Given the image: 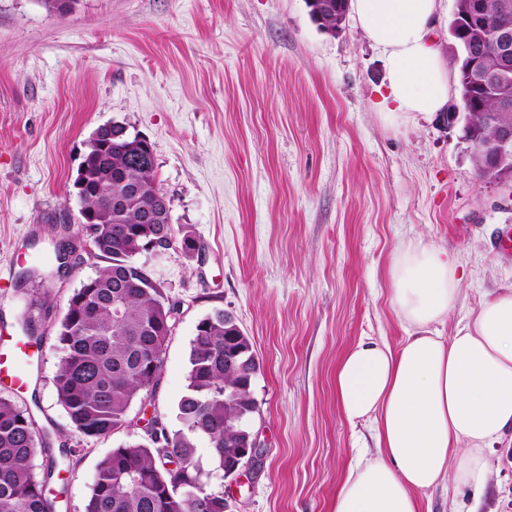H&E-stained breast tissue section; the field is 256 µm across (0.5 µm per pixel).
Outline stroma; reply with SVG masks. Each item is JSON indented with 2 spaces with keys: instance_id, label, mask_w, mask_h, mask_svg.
Returning <instances> with one entry per match:
<instances>
[{
  "instance_id": "stroma-1",
  "label": "stroma",
  "mask_w": 512,
  "mask_h": 512,
  "mask_svg": "<svg viewBox=\"0 0 512 512\" xmlns=\"http://www.w3.org/2000/svg\"><path fill=\"white\" fill-rule=\"evenodd\" d=\"M381 52L345 18L315 23L305 0H0V328L39 336V370L0 396L30 410L52 444L75 433L54 385L53 327L102 262L86 259L43 297L20 276L47 263L79 222L73 186L87 144L119 122L153 146L156 184L180 243L137 256L181 304L160 381L130 417L178 429L198 321L221 309L250 336L260 371L254 429L264 445L240 478L213 476L229 512H332L350 465L376 452L371 423L336 403V366L359 339L399 347L407 325L390 303L399 248L448 253L461 286L441 336L512 290V257L495 252L512 225V189L481 180L462 124L379 113ZM133 429L85 438L57 512H82L99 459ZM480 493L453 482L420 492L423 512H512V430L488 453Z\"/></svg>"
}]
</instances>
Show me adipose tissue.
Wrapping results in <instances>:
<instances>
[{"label":"adipose tissue","instance_id":"1","mask_svg":"<svg viewBox=\"0 0 512 512\" xmlns=\"http://www.w3.org/2000/svg\"><path fill=\"white\" fill-rule=\"evenodd\" d=\"M442 0H351L356 25L382 53L384 121L439 113L450 73L436 44ZM391 304L412 333L401 347L361 340L336 367V400L349 424L371 422L377 453L351 465L333 512H421L420 491L454 480L481 490L486 453L512 428V290L484 301L443 338L431 329L453 309L461 279L438 249L401 248L389 269Z\"/></svg>","mask_w":512,"mask_h":512}]
</instances>
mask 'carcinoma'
<instances>
[{"instance_id":"obj_1","label":"carcinoma","mask_w":512,"mask_h":512,"mask_svg":"<svg viewBox=\"0 0 512 512\" xmlns=\"http://www.w3.org/2000/svg\"><path fill=\"white\" fill-rule=\"evenodd\" d=\"M459 97L478 108L464 129L479 178L491 166L489 151L501 126H512V110L484 92L469 70L465 51L454 58ZM102 148L86 153L85 194L81 206L95 212L98 224H80L54 246L55 270L23 279L48 293L52 274L65 266L73 243L89 240L93 257L106 262L83 281L54 323L62 356L54 378L56 396L74 430L85 437L107 436L123 427L128 412L151 382L158 380L169 338L166 320L174 304L147 271L135 262L156 229L175 234L170 209L151 193L156 181L147 150L109 124L98 128ZM148 190L135 197L128 187ZM128 207L119 212L115 200ZM149 211L154 223H140ZM121 314H113L114 301ZM187 385L177 406L181 427L168 431L151 420L147 437L112 449L96 467L83 512H226L224 494L209 488L208 478L229 468L243 443V423L258 413L253 383L260 371L253 343L234 319L217 309L196 327L189 353ZM50 435L38 429L30 413L0 397V512H55L61 491L51 486L59 461L71 463L80 449L62 445L60 458H48L45 476L33 468ZM205 441L212 469L204 472L197 456Z\"/></svg>"}]
</instances>
